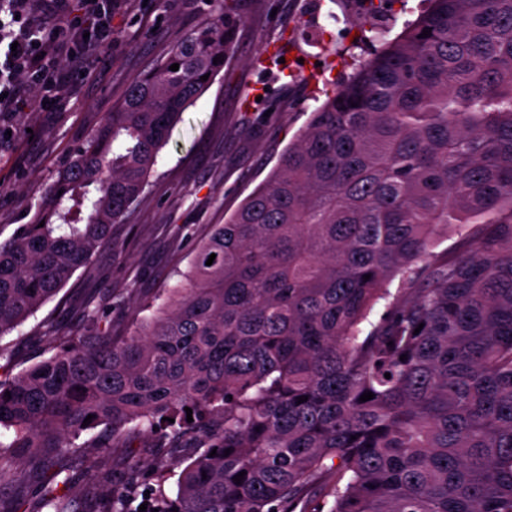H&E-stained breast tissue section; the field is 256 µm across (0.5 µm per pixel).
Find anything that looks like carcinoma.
Returning <instances> with one entry per match:
<instances>
[{
  "mask_svg": "<svg viewBox=\"0 0 512 512\" xmlns=\"http://www.w3.org/2000/svg\"><path fill=\"white\" fill-rule=\"evenodd\" d=\"M210 3L0 242V338L110 240L224 69L230 5ZM448 224L457 240L435 254ZM182 277L124 333L88 292L91 335L50 323L62 349L0 378V512H89L57 466L89 415L123 448L156 431L171 455L210 426L176 494L158 481L146 512H293L313 496L329 512H512V0H428L312 112ZM31 457L44 464L34 489ZM101 512L138 510L115 487Z\"/></svg>",
  "mask_w": 512,
  "mask_h": 512,
  "instance_id": "obj_1",
  "label": "carcinoma"
}]
</instances>
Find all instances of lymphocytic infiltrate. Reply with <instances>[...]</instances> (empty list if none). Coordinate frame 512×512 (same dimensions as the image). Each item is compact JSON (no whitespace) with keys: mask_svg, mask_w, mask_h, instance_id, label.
<instances>
[{"mask_svg":"<svg viewBox=\"0 0 512 512\" xmlns=\"http://www.w3.org/2000/svg\"><path fill=\"white\" fill-rule=\"evenodd\" d=\"M114 0H84L81 13L53 27L41 24L40 0H0V114L55 108L66 97L68 76L59 56H74L72 31L83 32V50L112 36Z\"/></svg>","mask_w":512,"mask_h":512,"instance_id":"lymphocytic-infiltrate-1","label":"lymphocytic infiltrate"}]
</instances>
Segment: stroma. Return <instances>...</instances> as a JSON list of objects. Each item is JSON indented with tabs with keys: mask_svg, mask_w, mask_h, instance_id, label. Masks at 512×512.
Segmentation results:
<instances>
[{
	"mask_svg": "<svg viewBox=\"0 0 512 512\" xmlns=\"http://www.w3.org/2000/svg\"><path fill=\"white\" fill-rule=\"evenodd\" d=\"M422 0H233L226 20L233 40L224 69L186 110L160 152L141 198L88 267L75 271L59 293L0 339L13 358L9 374L50 357L40 340L44 324L64 336L81 335L76 318L86 289L110 295L108 314L120 327L136 318L141 297L153 307L168 302L190 254L211 225L223 223L269 175L288 143L307 124L325 89L372 58L380 43L370 25L382 20L400 34L423 9ZM205 0H118L112 41L100 59H73L69 92L53 112L30 110L0 120V236L9 237L32 217L43 189L73 146L111 112L127 83L161 59L204 18ZM343 15L321 29L316 46L306 29L320 15ZM302 59L304 72L274 80L254 64L260 53ZM157 434L133 443L140 476L127 489L136 501L164 479L176 491L179 471L168 467Z\"/></svg>",
	"mask_w": 512,
	"mask_h": 512,
	"instance_id": "35a3bbf8",
	"label": "stroma"
}]
</instances>
